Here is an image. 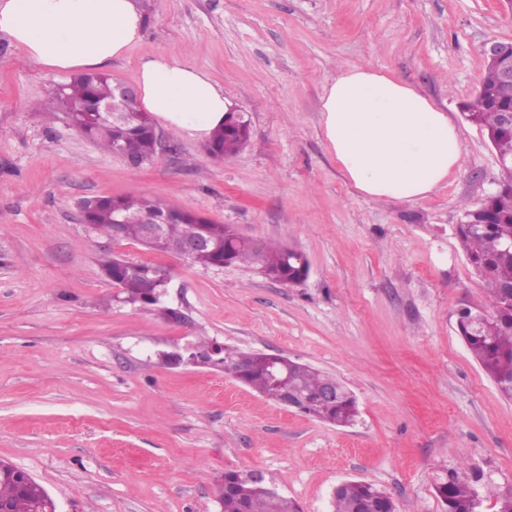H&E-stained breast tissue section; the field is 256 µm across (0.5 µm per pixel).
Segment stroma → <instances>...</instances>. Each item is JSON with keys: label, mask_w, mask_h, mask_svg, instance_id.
I'll return each mask as SVG.
<instances>
[{"label": "stroma", "mask_w": 512, "mask_h": 512, "mask_svg": "<svg viewBox=\"0 0 512 512\" xmlns=\"http://www.w3.org/2000/svg\"><path fill=\"white\" fill-rule=\"evenodd\" d=\"M141 42L104 66L137 84L153 53L206 72L251 134L220 160L187 132L131 168L59 110L71 80L0 35V460L43 485L57 512H221L225 471L272 478L304 512H330L336 485L365 481L404 512H444L437 475L465 463L512 492V402L456 331L487 309L455 234L497 190V153L467 122L484 49L512 40V0H138ZM411 85L447 112L459 167L426 198L358 196L323 135L322 97L347 65ZM144 196L302 252L300 286L247 266L201 267L88 232L80 203ZM169 268L167 322L121 302L103 250ZM207 336L280 354L356 396L336 427L206 366L158 355Z\"/></svg>", "instance_id": "obj_1"}]
</instances>
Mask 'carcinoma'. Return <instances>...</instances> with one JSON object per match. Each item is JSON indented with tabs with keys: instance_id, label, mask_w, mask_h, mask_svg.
<instances>
[{
	"instance_id": "obj_1",
	"label": "carcinoma",
	"mask_w": 512,
	"mask_h": 512,
	"mask_svg": "<svg viewBox=\"0 0 512 512\" xmlns=\"http://www.w3.org/2000/svg\"><path fill=\"white\" fill-rule=\"evenodd\" d=\"M498 73L486 68L481 91L474 100L462 105L468 121L484 131L501 157L512 158V129L500 123L501 111L512 107V97L497 93ZM111 77L97 72L85 73L60 87L53 98L63 107L71 124L101 150L114 153L119 147L131 158H153L157 152L156 128L153 120L134 121L126 126L105 129L94 119V107L100 101H109L116 111H127L130 105L114 96ZM249 139V125L230 118L218 127L208 141V152L218 159H230L239 154ZM505 188L488 197L479 206L468 208L464 215L480 213L487 216L485 224H460L457 232L467 260L483 281L487 290L490 312L484 323L477 325L470 316L458 315L457 331L481 369L496 384L501 395L512 401V173H506ZM153 211L165 220L164 235L148 249L166 254H180L183 239L195 234L207 239L208 251L191 258L202 266L235 263L255 264L268 279L285 284L303 283L309 274L306 257L289 251L279 244L257 245L242 236L228 224H218L194 212L171 207L148 197H96L87 208L84 219L102 235H112L114 219L120 214L126 218L122 225V239L143 243L140 218ZM105 275L121 289L122 302L138 304L166 320H175L174 309L154 297L144 287L148 274L162 279L169 270L150 262H131L106 253L101 258ZM270 354L262 351H243L229 347L217 349V354L205 365L220 368L237 382L277 401L284 388L301 392L305 401L300 412L333 426L346 427L356 422L358 405L352 392L335 377L310 365L283 358L281 378L273 376ZM332 384L339 388L336 400L321 399L323 389ZM239 472L227 470L217 495L222 512H303L294 499L282 496L271 479L259 485L238 483ZM478 476H470L461 469H450L435 483V492L445 506V512H476ZM46 490L37 482L31 485L29 496L17 494L14 480L0 477V500L13 503L15 512H34L44 503ZM331 512H398L394 499L374 485L348 480L340 491L332 495Z\"/></svg>"
}]
</instances>
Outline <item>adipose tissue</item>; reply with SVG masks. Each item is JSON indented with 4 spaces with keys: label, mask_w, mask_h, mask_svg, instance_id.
<instances>
[{
    "label": "adipose tissue",
    "mask_w": 512,
    "mask_h": 512,
    "mask_svg": "<svg viewBox=\"0 0 512 512\" xmlns=\"http://www.w3.org/2000/svg\"><path fill=\"white\" fill-rule=\"evenodd\" d=\"M137 0H0V34L52 72L93 68L142 40ZM140 107L167 127L209 138L229 101L208 74L155 54L140 64ZM329 150L358 194L415 201L447 182L462 144L447 112L367 65L342 70L322 97Z\"/></svg>",
    "instance_id": "adipose-tissue-1"
}]
</instances>
